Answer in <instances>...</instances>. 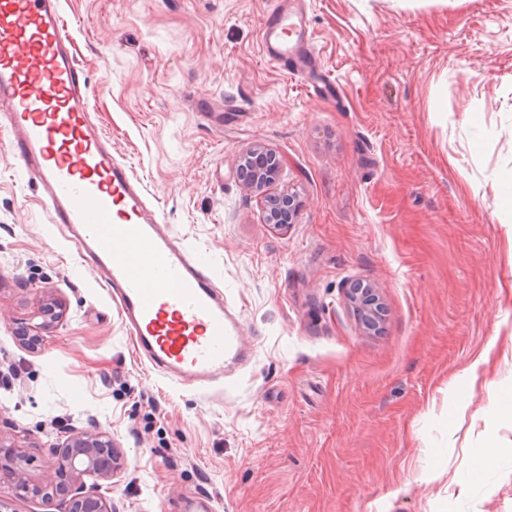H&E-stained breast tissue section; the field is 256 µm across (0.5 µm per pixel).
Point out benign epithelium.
<instances>
[{
    "label": "benign epithelium",
    "instance_id": "benign-epithelium-1",
    "mask_svg": "<svg viewBox=\"0 0 512 512\" xmlns=\"http://www.w3.org/2000/svg\"><path fill=\"white\" fill-rule=\"evenodd\" d=\"M238 176L245 188L264 194L265 223L280 233L295 223L300 201L290 192L269 193L267 188L280 178L281 162L269 149L255 145L246 150L238 160ZM348 298L361 323L372 326L379 312L366 304L348 289ZM33 318L42 322L31 323L25 332L40 329L59 319L55 307L47 304L38 309ZM112 439L97 433L81 432L70 436L65 442L49 445V452L55 457L53 465L46 469L42 479L34 482L27 477L28 461L14 453L13 446L0 438V457L8 453V463L0 465V482H7L15 491V497L27 500H44L58 497L68 502L69 512H112L106 499L97 494H83L74 486L90 479L93 483L110 481L119 468L120 458L108 452Z\"/></svg>",
    "mask_w": 512,
    "mask_h": 512
}]
</instances>
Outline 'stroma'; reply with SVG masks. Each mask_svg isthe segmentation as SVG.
Returning <instances> with one entry per match:
<instances>
[{
	"label": "stroma",
	"mask_w": 512,
	"mask_h": 512,
	"mask_svg": "<svg viewBox=\"0 0 512 512\" xmlns=\"http://www.w3.org/2000/svg\"><path fill=\"white\" fill-rule=\"evenodd\" d=\"M271 0H63L93 121L201 256L254 345L230 386L139 359L111 294L0 131V435L40 480L49 443L112 437V512H512L511 370L464 369L512 332V0H306L332 96L268 61ZM255 144L302 200L276 233L236 175ZM374 288L378 328L346 290ZM37 349L17 330L47 301ZM499 452L470 473L473 449ZM442 474L433 483L432 467ZM466 479L460 491L455 478Z\"/></svg>",
	"instance_id": "1"
}]
</instances>
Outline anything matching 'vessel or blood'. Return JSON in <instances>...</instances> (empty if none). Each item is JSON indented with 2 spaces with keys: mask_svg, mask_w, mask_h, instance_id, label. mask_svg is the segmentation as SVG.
<instances>
[{
  "mask_svg": "<svg viewBox=\"0 0 512 512\" xmlns=\"http://www.w3.org/2000/svg\"><path fill=\"white\" fill-rule=\"evenodd\" d=\"M263 54L304 77L334 82L313 61L306 15L277 0L261 24ZM88 83L62 0H0V130L40 189L51 223L90 256L138 352L181 385L231 378L252 355L207 267L161 226L159 205L92 122Z\"/></svg>",
  "mask_w": 512,
  "mask_h": 512,
  "instance_id": "1",
  "label": "vessel or blood"
}]
</instances>
